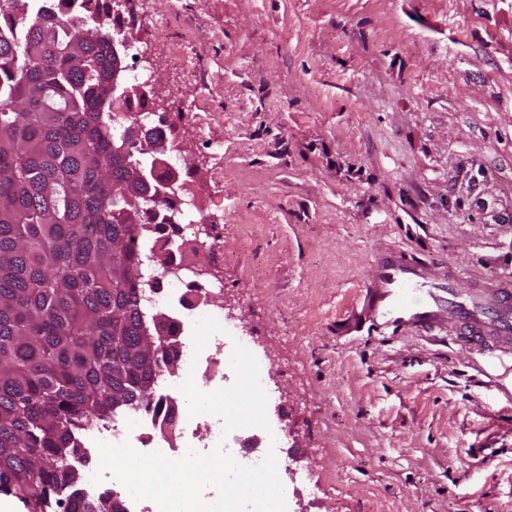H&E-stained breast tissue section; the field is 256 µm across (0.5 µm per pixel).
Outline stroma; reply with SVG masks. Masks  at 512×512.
Here are the masks:
<instances>
[{"label":"stroma","mask_w":512,"mask_h":512,"mask_svg":"<svg viewBox=\"0 0 512 512\" xmlns=\"http://www.w3.org/2000/svg\"><path fill=\"white\" fill-rule=\"evenodd\" d=\"M233 307L223 415L291 427L280 512H512V352L352 328L379 250L512 278V0H133ZM165 21L189 55L174 67ZM276 395L262 399L254 375Z\"/></svg>","instance_id":"1"}]
</instances>
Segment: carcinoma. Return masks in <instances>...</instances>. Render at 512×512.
<instances>
[{"label":"carcinoma","instance_id":"cac0c4a2","mask_svg":"<svg viewBox=\"0 0 512 512\" xmlns=\"http://www.w3.org/2000/svg\"><path fill=\"white\" fill-rule=\"evenodd\" d=\"M119 26L116 0H0V493L28 512H126L85 494L81 437L123 398L161 411L146 386L177 367L169 335L154 361L128 356L148 286L130 281L132 240L159 191L114 203L147 158L112 155Z\"/></svg>","mask_w":512,"mask_h":512}]
</instances>
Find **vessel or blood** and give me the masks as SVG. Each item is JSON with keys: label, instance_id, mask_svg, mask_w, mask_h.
I'll list each match as a JSON object with an SVG mask.
<instances>
[{"label": "vessel or blood", "instance_id": "1", "mask_svg": "<svg viewBox=\"0 0 512 512\" xmlns=\"http://www.w3.org/2000/svg\"><path fill=\"white\" fill-rule=\"evenodd\" d=\"M428 264L404 251L381 253L357 296L362 322L427 332L453 322L459 337L486 352L512 350V280L498 278L464 295L441 296Z\"/></svg>", "mask_w": 512, "mask_h": 512}]
</instances>
